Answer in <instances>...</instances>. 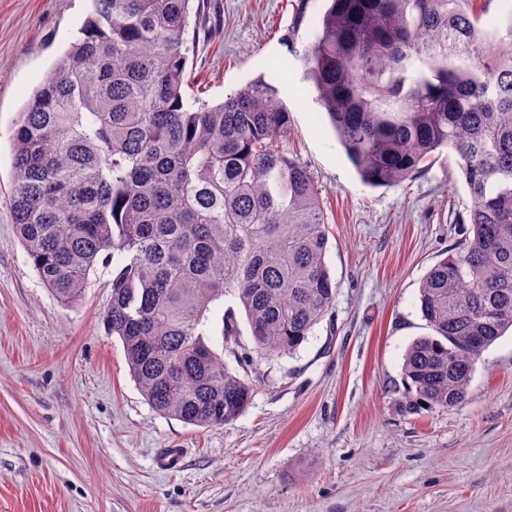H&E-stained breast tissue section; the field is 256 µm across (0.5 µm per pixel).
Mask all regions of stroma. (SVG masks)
I'll list each match as a JSON object with an SVG mask.
<instances>
[{
  "label": "stroma",
  "mask_w": 512,
  "mask_h": 512,
  "mask_svg": "<svg viewBox=\"0 0 512 512\" xmlns=\"http://www.w3.org/2000/svg\"><path fill=\"white\" fill-rule=\"evenodd\" d=\"M189 25L187 98L209 104L262 76L287 83L281 150L309 172L328 217L331 312L291 355L241 352L255 386L223 425L158 414L101 314L115 262L75 303L43 285L6 206L11 134L92 0H0V512H512V330L485 350L468 393L415 406L404 354L431 330L429 269L465 238L471 206L456 156L393 187L362 183L309 80L305 53L326 0H207ZM180 448L178 469L153 458Z\"/></svg>",
  "instance_id": "stroma-1"
}]
</instances>
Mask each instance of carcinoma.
Masks as SVG:
<instances>
[{
	"label": "carcinoma",
	"mask_w": 512,
	"mask_h": 512,
	"mask_svg": "<svg viewBox=\"0 0 512 512\" xmlns=\"http://www.w3.org/2000/svg\"><path fill=\"white\" fill-rule=\"evenodd\" d=\"M473 0H331L309 78L362 181L393 186L452 150L467 236L420 288L433 334L407 348L416 406L461 403L481 354L512 328V8ZM204 0H93L12 134L9 209L40 280L63 303L118 256L101 320L145 400L198 427L236 419L253 384L223 342L244 313L255 346L291 354L331 311L327 216L307 169L278 149L286 91L259 76L211 106L184 98V32Z\"/></svg>",
	"instance_id": "cac0c4a2"
}]
</instances>
